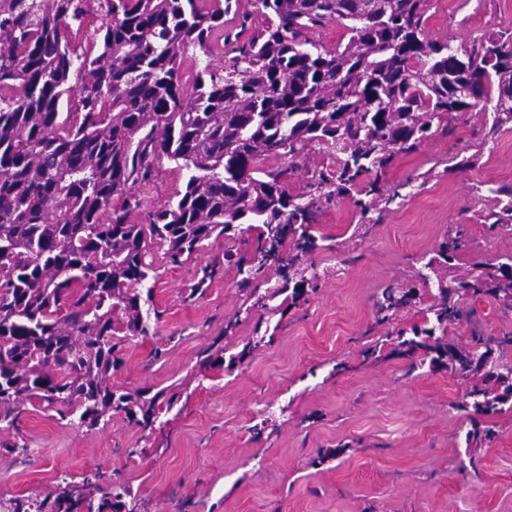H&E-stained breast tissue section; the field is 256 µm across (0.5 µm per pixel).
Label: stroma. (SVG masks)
<instances>
[{
  "label": "stroma",
  "mask_w": 512,
  "mask_h": 512,
  "mask_svg": "<svg viewBox=\"0 0 512 512\" xmlns=\"http://www.w3.org/2000/svg\"><path fill=\"white\" fill-rule=\"evenodd\" d=\"M426 9L430 35L456 48L512 33V0H427ZM491 121L477 108L452 115L451 134L399 157L383 182L400 196L377 223H360L349 200L323 205L315 225L333 247L308 260L327 276L305 303L280 295L273 316L239 292L223 238L178 265L148 242L152 270L138 291L150 333L125 342L111 384L124 394L166 390L169 412L148 428L119 413L90 429L25 406L19 435L28 453L0 455V498L97 471L130 486L142 512H512V411L493 416V440L467 443L470 416L457 408L467 378L408 373L402 356L363 357L386 334L373 324L379 288L397 282L428 300L437 283L415 270L449 226L474 243L454 273L512 255V234L488 237L480 217L481 191L512 183V127L485 149ZM469 156L473 166L456 170ZM185 181L184 169L160 158L149 184L130 187L141 203L132 223L175 202ZM210 264L216 276L191 295ZM465 306L470 315L449 330V343L512 336V304ZM269 319L278 328L266 343L255 328ZM207 348L217 361L203 370L198 354Z\"/></svg>",
  "instance_id": "1"
}]
</instances>
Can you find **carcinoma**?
Listing matches in <instances>:
<instances>
[{
  "mask_svg": "<svg viewBox=\"0 0 512 512\" xmlns=\"http://www.w3.org/2000/svg\"><path fill=\"white\" fill-rule=\"evenodd\" d=\"M0 0V431L19 430L21 406L37 400L58 419L90 428L112 413L148 425L165 390L137 403L109 384L122 343L149 333L135 287L152 263L146 239L170 262L258 225L253 257L232 247L247 295L258 273L275 266L282 284L268 298L292 302L320 279L303 258L322 248L312 212L350 198L361 218L390 204L383 176L425 139L448 134V115L482 106L492 125L484 143L512 125V34L453 48L428 32L426 0H256L266 25L235 46L224 74L196 71L192 94L181 82L190 49L208 52L232 0ZM95 15L101 24L79 49L73 37ZM341 20L348 43L325 49L308 33ZM315 152L305 190L292 193L269 158ZM166 156L189 172L176 203L133 224L140 208L128 185L145 181ZM481 220L512 232V184L489 189ZM452 226L417 275L435 276V325L397 333L398 354L478 379L461 409L469 436L492 440L480 416L512 410V366L484 355L475 338L443 340L464 317V300L512 301V257L474 265L447 279L439 271L468 248ZM417 294L387 286L375 303L385 326ZM441 336H435L436 331ZM122 331L124 335L115 336ZM66 478L35 499L0 501V512H137L129 488L113 485L94 501Z\"/></svg>",
  "mask_w": 512,
  "mask_h": 512,
  "instance_id": "cac0c4a2",
  "label": "carcinoma"
}]
</instances>
